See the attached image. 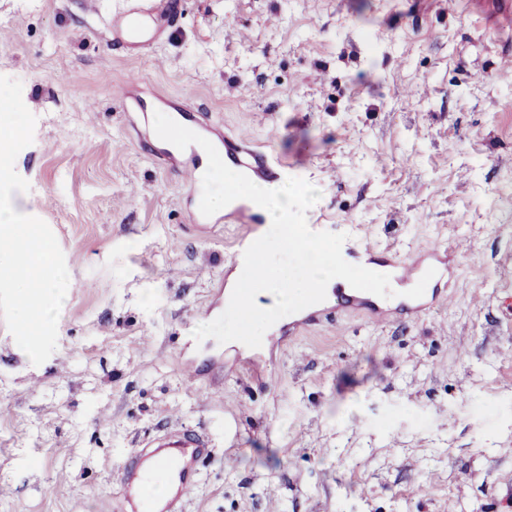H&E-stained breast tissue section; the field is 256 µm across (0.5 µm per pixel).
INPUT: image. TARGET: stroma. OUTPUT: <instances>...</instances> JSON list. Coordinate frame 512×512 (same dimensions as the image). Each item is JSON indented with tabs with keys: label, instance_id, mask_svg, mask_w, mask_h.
Segmentation results:
<instances>
[{
	"label": "stroma",
	"instance_id": "stroma-1",
	"mask_svg": "<svg viewBox=\"0 0 512 512\" xmlns=\"http://www.w3.org/2000/svg\"><path fill=\"white\" fill-rule=\"evenodd\" d=\"M125 0H0V76L36 118L12 196L64 253L57 348L0 319V512H124L128 456L179 426L210 454L179 512H512V25L491 0H183L134 55ZM247 130L315 183L307 213L397 254L458 240L450 306L341 315L262 345L196 341L225 309L237 227L190 224L110 84ZM237 438L224 442L226 413Z\"/></svg>",
	"mask_w": 512,
	"mask_h": 512
}]
</instances>
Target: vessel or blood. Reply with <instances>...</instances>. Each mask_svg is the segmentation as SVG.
I'll list each match as a JSON object with an SVG mask.
<instances>
[{"label": "vessel or blood", "instance_id": "b4317fda", "mask_svg": "<svg viewBox=\"0 0 512 512\" xmlns=\"http://www.w3.org/2000/svg\"><path fill=\"white\" fill-rule=\"evenodd\" d=\"M179 9V0H130L128 6L116 14L109 30L115 46L133 50L141 45L144 23H151L155 34H162L171 26ZM117 103L126 112H144L148 106L132 95L130 85L113 86ZM180 124L206 139H220L219 154L225 164L242 168L254 177L276 178L287 171V164L270 165L264 150L250 142L243 133L227 139L217 127L197 120L191 113L181 114ZM154 162L172 176L186 178L193 188H201L207 168L205 151L196 144L186 149L164 147L153 151ZM225 220L237 224V243L225 260L235 267L243 262V253L251 244L257 226L264 215L246 202H238L225 213ZM378 254L383 266L390 268L395 279L402 284L414 285L425 273L422 254L398 255L389 250L375 251L370 244H348L344 258L360 261L362 256ZM448 294L439 288L426 289L423 296L411 299L399 297L395 305L386 299L353 288L342 293L341 306L363 311L368 319L388 322L399 314L419 315L433 305H443ZM209 444L201 436L189 434L181 428L169 430L156 442L143 445L126 463L127 492L133 512H174V508L197 484L198 461L207 456Z\"/></svg>", "mask_w": 512, "mask_h": 512}]
</instances>
